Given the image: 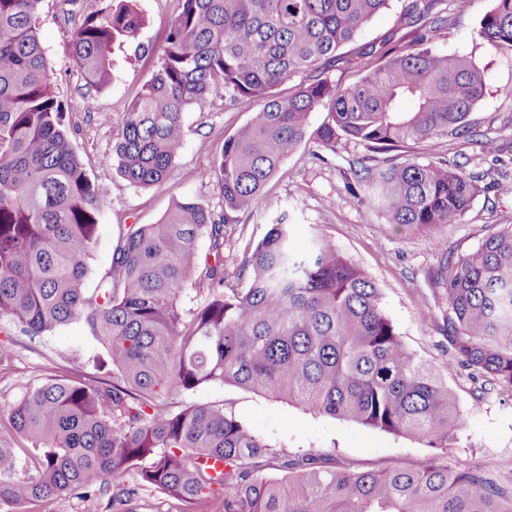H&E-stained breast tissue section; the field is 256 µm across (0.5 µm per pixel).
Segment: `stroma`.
Listing matches in <instances>:
<instances>
[{"label": "stroma", "mask_w": 512, "mask_h": 512, "mask_svg": "<svg viewBox=\"0 0 512 512\" xmlns=\"http://www.w3.org/2000/svg\"><path fill=\"white\" fill-rule=\"evenodd\" d=\"M406 0H393L376 15L356 41L337 52L338 61L327 77L346 87L364 74L367 48L385 52L390 37L408 36L400 16ZM101 0H42L37 28L50 60L52 80L67 101L66 130L86 170L105 192L98 242L87 261L88 287H95L108 269L120 229L130 224L156 223L174 200L190 197L214 214L224 200L203 173L224 146V137L256 111L255 103L226 102L210 96L184 115L185 141L170 179L160 186L129 184L112 165V147L122 137L129 101L156 70L163 38L173 20L177 0H138L145 22L137 45L115 56L111 84L90 93L75 70L69 48L71 21L98 10ZM491 0H445L448 27L436 45L449 54L473 56L485 73V93L470 114L480 133L495 138L496 152L484 153L477 142L442 137L409 143L400 154L367 151L352 141L335 150L306 138L267 184L260 204L240 214L224 246V269L229 287H247L236 273L247 243L261 240L278 217L287 216L293 237L305 243L312 235L331 239L380 288L383 307L408 348L440 368L448 367L445 316L448 306L435 286L448 254H464L484 238L512 225V52L490 51L477 35L479 21ZM418 162L458 161L465 172L480 175V191L457 223L434 230H408L387 223L369 206L361 179L364 168L385 167L395 159ZM0 345L11 351L0 363V404L16 401L25 389L50 372L61 371L68 360L93 373L101 352L83 324L70 323L44 336H28L0 317ZM466 415V424L447 448L424 447L416 440L351 424L326 415L310 414L284 402L234 386L210 384L191 394L197 403H223L256 434L288 453L331 454L363 469H419L437 461L455 469H480L498 485L512 490V389L487 387L476 395L466 371L448 378Z\"/></svg>", "instance_id": "1"}]
</instances>
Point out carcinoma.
Masks as SVG:
<instances>
[{"label":"carcinoma","instance_id":"cac0c4a2","mask_svg":"<svg viewBox=\"0 0 512 512\" xmlns=\"http://www.w3.org/2000/svg\"><path fill=\"white\" fill-rule=\"evenodd\" d=\"M41 0H0V317L42 336L74 321L104 351L109 378L55 375L0 410V512H44L74 497L101 512H137L147 494L167 512H512V495L477 469L431 463L363 470L322 454L274 449L222 403L177 397L220 383L310 413L446 448L463 412L448 376L410 351L376 284L323 235L298 247L287 217L245 250L247 288L224 287V243L238 214L305 139L369 151L476 136L468 116L485 90L471 57L427 39L366 65L339 88L323 77L336 51L392 0H179L160 66L126 109L112 163L135 186H160L184 143L183 114L222 93L260 109L205 177L216 215L177 199L155 224L120 231L109 268L85 287L102 189L65 131L67 107L37 30ZM138 0H106L71 29L85 86L112 82L114 55L144 25ZM445 0H412L403 19L436 32ZM478 35L512 51V0H492ZM303 75L293 93L276 89ZM365 181L390 224H454L479 176L446 160L405 161ZM209 240L214 263L200 257ZM449 362L475 381L512 387V226L442 263Z\"/></svg>","mask_w":512,"mask_h":512}]
</instances>
